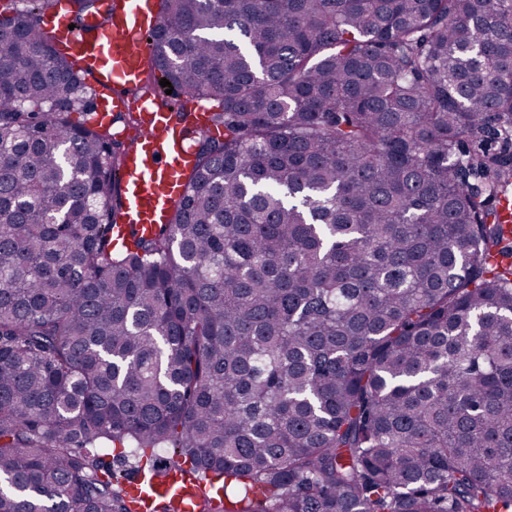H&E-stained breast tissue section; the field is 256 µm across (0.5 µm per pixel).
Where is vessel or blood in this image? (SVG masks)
Listing matches in <instances>:
<instances>
[{
	"label": "vessel or blood",
	"mask_w": 512,
	"mask_h": 512,
	"mask_svg": "<svg viewBox=\"0 0 512 512\" xmlns=\"http://www.w3.org/2000/svg\"><path fill=\"white\" fill-rule=\"evenodd\" d=\"M155 0H124L123 9L108 24L89 18L72 24L67 16H49L45 35L77 68L96 77L105 95L96 106L98 122L112 112H138L136 146L127 157L121 177L126 207L115 236L134 229L155 232L166 223L193 166L192 140L208 124V113L198 99L182 102L181 119H174L165 99L145 100L136 89L151 53L147 34Z\"/></svg>",
	"instance_id": "b4317fda"
}]
</instances>
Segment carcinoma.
Here are the masks:
<instances>
[{"instance_id":"cac0c4a2","label":"carcinoma","mask_w":512,"mask_h":512,"mask_svg":"<svg viewBox=\"0 0 512 512\" xmlns=\"http://www.w3.org/2000/svg\"><path fill=\"white\" fill-rule=\"evenodd\" d=\"M0 15V512H512V0H158L213 101L169 222L112 243L131 146ZM80 23L103 0H71Z\"/></svg>"}]
</instances>
